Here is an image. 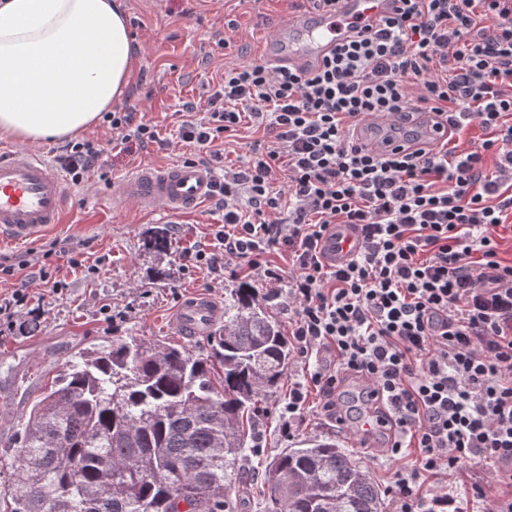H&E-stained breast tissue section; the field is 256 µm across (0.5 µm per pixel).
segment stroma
Masks as SVG:
<instances>
[{
    "mask_svg": "<svg viewBox=\"0 0 512 512\" xmlns=\"http://www.w3.org/2000/svg\"><path fill=\"white\" fill-rule=\"evenodd\" d=\"M138 47L137 61L123 105L137 107L157 127L160 144L125 150L112 146L108 122L86 130L89 138L107 143L102 167L88 185L69 189V220L54 233L27 245H0V294L23 290L28 300L14 309L16 326L0 332V452L8 448L23 425L45 384L62 373L69 360L86 348L105 349L114 337L207 347L205 337L179 335L171 324L183 297L202 290L223 299L225 288L237 276L232 269L193 262L189 254L211 248L224 214L214 202L201 204L180 218L164 211L146 214L114 199L113 180L136 165H171L192 158L207 161L205 151L181 142L179 129L196 115L184 111L187 101H198L201 84L221 82L227 67L264 57L263 42L269 24L287 19L289 0H120ZM172 237L168 253L144 247L158 228ZM49 254L56 276L66 283L62 294L49 292L23 264ZM98 265L87 274L73 267V259ZM37 317L41 329L27 334L24 323ZM308 372L301 358H293L279 392L266 403L259 426L261 449L245 464L253 481L233 488L235 512H268L267 489L261 479L267 464L282 449L305 438L330 433L351 459L370 472L384 490L386 512H393L389 490L399 466L388 457L363 454L349 433L336 430L321 413L320 396L310 393L309 404L292 429H285L281 408L296 384Z\"/></svg>",
    "mask_w": 512,
    "mask_h": 512,
    "instance_id": "obj_1",
    "label": "stroma"
}]
</instances>
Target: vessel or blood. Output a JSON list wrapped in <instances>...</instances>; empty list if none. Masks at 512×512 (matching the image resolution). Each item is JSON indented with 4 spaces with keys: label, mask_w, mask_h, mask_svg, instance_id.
<instances>
[{
    "label": "vessel or blood",
    "mask_w": 512,
    "mask_h": 512,
    "mask_svg": "<svg viewBox=\"0 0 512 512\" xmlns=\"http://www.w3.org/2000/svg\"><path fill=\"white\" fill-rule=\"evenodd\" d=\"M395 0H337L334 9L297 6L287 21L265 40L268 59L296 69L322 67L336 45L353 39L394 14ZM391 134L385 117L374 115L356 128L355 140L368 149L388 153L400 146L428 148L451 135L449 125L429 110L415 109ZM215 174L197 162L167 166L144 165L114 182L112 196L135 210L159 209L178 217L209 201ZM69 191L64 176L41 152L15 148L0 152V239L23 243L42 235L50 225L62 223L68 212ZM325 263L343 265L355 254L357 235L341 224L324 239ZM222 307L207 292L189 295L180 306L175 325L184 336H203L221 321Z\"/></svg>",
    "instance_id": "b4317fda"
}]
</instances>
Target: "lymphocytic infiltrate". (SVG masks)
<instances>
[{
	"label": "lymphocytic infiltrate",
	"mask_w": 512,
	"mask_h": 512,
	"mask_svg": "<svg viewBox=\"0 0 512 512\" xmlns=\"http://www.w3.org/2000/svg\"><path fill=\"white\" fill-rule=\"evenodd\" d=\"M374 32L340 45L314 73L252 61L204 85V115L183 123L185 143L221 163L216 184L223 254L197 263L244 266L287 279L288 334L302 359L323 355L282 410L293 423L309 386L337 423L362 410L387 417V457L397 470L395 512H438L453 499L446 479L479 463L512 460V0H399ZM425 104L453 133L488 138L471 150L447 144L380 154L357 146L356 125L374 113L399 120ZM136 107L113 113L121 145L157 142ZM272 134L247 165L225 163L216 141L241 125ZM101 142L67 146L56 161L82 182L98 171ZM495 161L486 176L484 156ZM349 224L361 248L346 265L321 259L332 226ZM287 254V267L271 262Z\"/></svg>",
	"instance_id": "f902f5d3"
}]
</instances>
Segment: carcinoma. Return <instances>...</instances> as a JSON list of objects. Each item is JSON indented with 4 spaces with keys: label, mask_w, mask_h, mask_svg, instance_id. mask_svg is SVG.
Here are the masks:
<instances>
[{
    "label": "carcinoma",
    "mask_w": 512,
    "mask_h": 512,
    "mask_svg": "<svg viewBox=\"0 0 512 512\" xmlns=\"http://www.w3.org/2000/svg\"><path fill=\"white\" fill-rule=\"evenodd\" d=\"M171 247L164 228L147 241ZM265 302L238 281L205 355L133 336L79 353L14 435L0 512H234L225 491L248 476L258 403L293 356ZM262 479L271 512H384L368 471L328 437L281 452Z\"/></svg>",
    "instance_id": "cac0c4a2"
}]
</instances>
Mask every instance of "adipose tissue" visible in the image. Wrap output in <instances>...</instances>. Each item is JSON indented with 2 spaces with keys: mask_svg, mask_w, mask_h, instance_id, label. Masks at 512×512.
<instances>
[{
  "mask_svg": "<svg viewBox=\"0 0 512 512\" xmlns=\"http://www.w3.org/2000/svg\"><path fill=\"white\" fill-rule=\"evenodd\" d=\"M135 60L120 0H0V133L74 138L123 98Z\"/></svg>",
  "mask_w": 512,
  "mask_h": 512,
  "instance_id": "ef3b65f1",
  "label": "adipose tissue"
}]
</instances>
